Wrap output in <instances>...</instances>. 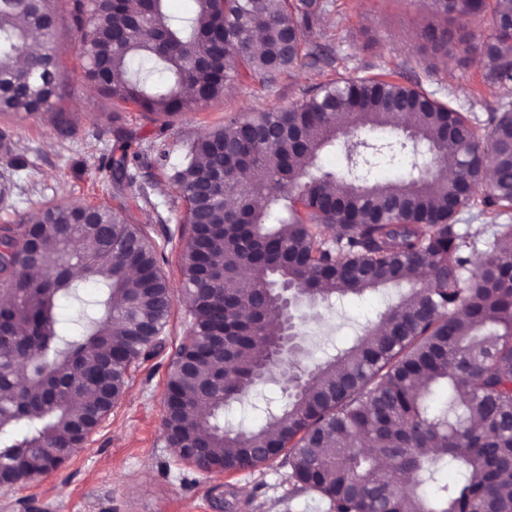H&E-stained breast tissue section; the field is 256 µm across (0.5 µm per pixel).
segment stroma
<instances>
[{"label":"stroma","instance_id":"35a3bbf8","mask_svg":"<svg viewBox=\"0 0 512 512\" xmlns=\"http://www.w3.org/2000/svg\"><path fill=\"white\" fill-rule=\"evenodd\" d=\"M70 3L56 2L54 44L64 80L53 109L70 114L73 131L69 137L59 136L46 115L0 118L13 155L24 162L15 170L0 158V183L12 184L10 195L0 196V224L30 219L51 201L127 198L132 223L148 231L163 255L162 270L174 285L180 282L179 259L188 227L182 222V199L171 188L166 170L153 161L157 144L165 145L170 162H178L186 145L209 126L300 101L304 89L342 76L397 75L481 118L498 102H512V86H489L477 57L429 64L422 34L431 14L424 0H330L322 34L307 38L327 59L321 69L301 66L292 76L271 83L242 76L222 98L186 111L162 128L135 108L99 95L84 80ZM116 112L142 154L136 183L123 187L114 184L104 167L114 145ZM392 296V290L383 289L336 301L329 308L301 305L299 365L313 368L351 346ZM189 332L187 306L176 302L164 348L132 368L124 395L102 425L62 470L21 487L0 488V512H329L317 494L294 491L287 466L274 463L203 475L172 450L163 437L164 385L176 348ZM280 394L279 378L271 376L226 418L234 425L259 423L266 403Z\"/></svg>","mask_w":512,"mask_h":512}]
</instances>
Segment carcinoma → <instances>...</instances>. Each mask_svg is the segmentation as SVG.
<instances>
[{
  "instance_id": "1",
  "label": "carcinoma",
  "mask_w": 512,
  "mask_h": 512,
  "mask_svg": "<svg viewBox=\"0 0 512 512\" xmlns=\"http://www.w3.org/2000/svg\"><path fill=\"white\" fill-rule=\"evenodd\" d=\"M54 2L0 0L1 115L41 116L59 95ZM166 2L72 0L85 79L152 123L166 127L220 97L243 72L272 82L324 61L302 34L323 23L326 0H191L181 18ZM431 8L439 24L423 38L433 59L473 54L491 83H512V0ZM477 17L490 20L484 39L467 31ZM399 113L409 122H393ZM352 127L389 137L362 143L340 175L321 170L319 152ZM396 155L409 170L369 179ZM138 162L123 149L108 168L132 183ZM169 181L190 226L178 290L123 203H47L32 223L0 225V483L70 460L122 397L131 368L163 346L181 293L192 328L166 379L170 444L203 443L225 473L280 459L294 487L331 512H512L511 106L481 122L401 81L336 79L298 104L206 129ZM463 211L491 237L464 231ZM76 270L100 300L63 333ZM285 286L313 305L405 293L354 346L308 373L282 369L300 383L284 388L264 425L228 427L224 409L276 368L281 337L268 325ZM448 469L452 483L438 478ZM398 472L411 483L399 484Z\"/></svg>"
}]
</instances>
